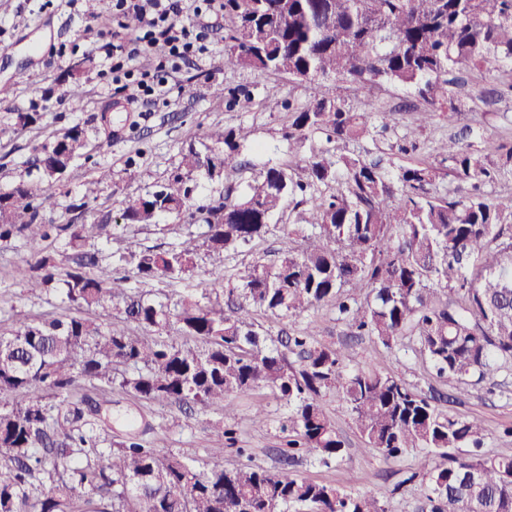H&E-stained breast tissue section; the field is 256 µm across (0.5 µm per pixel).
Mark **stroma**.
Returning <instances> with one entry per match:
<instances>
[{
    "mask_svg": "<svg viewBox=\"0 0 512 512\" xmlns=\"http://www.w3.org/2000/svg\"><path fill=\"white\" fill-rule=\"evenodd\" d=\"M98 11L88 14L85 0H0V87L9 86L7 98H0V187L9 186L25 175L26 161L38 137L50 134L66 123H91L94 115L108 103H124V93L111 83L101 80L99 73L106 61L93 46L111 40L112 0H97ZM208 48L203 55L182 63L174 77L170 92L164 99L144 100L127 104L134 128L120 129L112 140L95 152L92 162L77 163L56 186V206L49 218L66 222L76 219L71 211L73 202H87L88 216L103 214L119 217L126 196L144 193L154 182L176 166L179 152L192 143H200L205 131L214 125L235 127L244 125L252 130L241 152L242 160L253 169L268 163L286 164L295 174H302V156L290 150L283 137L288 122L284 110L264 107V98L273 96L292 101L303 107L313 94L307 83L286 74H271L244 70L224 63V34L229 25L224 13L206 17ZM198 85L195 98L181 96L180 87L186 80ZM249 93L252 105L246 108L228 106L225 100L213 96L211 84ZM324 95L347 98L357 112H373L394 108L391 129L356 144V151H367L382 157L389 170L409 164L407 156L394 149L397 136L403 135L413 120L407 108L416 104L414 91L388 83L367 84L355 92L345 83L324 82ZM36 112L40 115L36 129L25 133H10L12 113ZM112 172L111 186L96 182L99 168ZM297 213L292 203L270 220L264 236L249 245L225 251L222 260L201 254L193 276L144 283L143 291L155 297H179L195 294L201 279L215 265H223V280L214 282L216 290H224L242 264L259 260L276 262L289 243L284 227L293 223ZM184 231L173 220L160 218L158 224H137L118 227L117 233L129 237L144 247L165 248ZM304 248V240L293 243ZM32 250L23 240L0 244V330L8 329L12 311L31 315L60 314L64 307L55 293L31 294L16 273L18 266L30 260ZM264 334L280 340L292 329L315 322L316 339L320 344L336 348L344 356L363 366L392 371L423 392L446 391L445 382L425 364L416 344L405 340L403 350H389L370 337L353 335L351 329L336 318L333 307L324 306L299 317L276 318L259 316ZM107 408L112 414L144 413L153 424V439L161 441L165 450L194 460L196 466L219 462L232 468L244 460L263 467L281 466L288 436L282 426L288 410L269 390L259 389L238 398L239 418L234 424L236 434L232 445L214 438L213 424L218 416L199 409L184 412L177 406L148 405L120 390L108 395ZM324 407L346 443L342 460L322 463L309 457L300 461L297 469L302 476L336 485L352 494H371L379 498L387 512H419V484L410 481L415 469L413 455L396 459L383 458L367 448L356 431L348 408L336 396H328ZM263 410V421L251 418L254 410ZM454 412L480 417L489 435L486 449L492 453H512V438L501 437L504 426L512 425V400H506L491 389L490 383L470 386ZM247 456H240V449Z\"/></svg>",
    "mask_w": 512,
    "mask_h": 512,
    "instance_id": "obj_1",
    "label": "stroma"
}]
</instances>
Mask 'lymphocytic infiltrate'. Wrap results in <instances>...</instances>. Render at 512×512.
<instances>
[{
	"instance_id": "1",
	"label": "lymphocytic infiltrate",
	"mask_w": 512,
	"mask_h": 512,
	"mask_svg": "<svg viewBox=\"0 0 512 512\" xmlns=\"http://www.w3.org/2000/svg\"><path fill=\"white\" fill-rule=\"evenodd\" d=\"M221 8V0H112L113 17L135 14L142 21L140 30L126 41L98 47L112 61L113 82L119 83L133 102L144 96H164L175 71L174 59L206 50L201 17ZM144 53L153 54L156 65L140 72L132 63Z\"/></svg>"
}]
</instances>
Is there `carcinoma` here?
I'll return each instance as SVG.
<instances>
[{
    "instance_id": "cac0c4a2",
    "label": "carcinoma",
    "mask_w": 512,
    "mask_h": 512,
    "mask_svg": "<svg viewBox=\"0 0 512 512\" xmlns=\"http://www.w3.org/2000/svg\"><path fill=\"white\" fill-rule=\"evenodd\" d=\"M232 22L224 64L288 74L318 86L334 78L360 89L384 81L412 88L426 103L414 130L396 143L421 150L414 131L438 112H458L452 86L464 69L512 92V0H224ZM502 92L480 88L469 107L473 125L439 142L448 163L447 193H432L437 168L427 158L397 172L365 153L310 144L312 135L346 144L391 127L393 112H353L334 96L290 110L288 144L308 149L304 176L266 165L233 199L199 192L200 180L240 174V149L251 131L214 126L191 145L165 179L123 202L122 224L169 216L199 226L168 248L128 242L104 262L96 244L115 239L104 215L56 224L54 183L78 160L112 140L125 119L105 107L93 144L78 123L33 147L32 179L0 189V242L23 239L34 259L18 268L31 293L61 291L70 312L12 315L0 332V512H386L380 500L302 477L286 467L214 463L199 469L182 455L150 445L143 433L115 431L101 418L103 393L116 386L148 403L199 405L224 419L238 396L268 389L288 407V462L313 454L343 459L345 442L322 407L334 393L348 405L366 447L386 459L417 453L421 512H512V454L464 455L483 447L482 419L458 415L392 373L351 368L335 348L317 343L312 325L288 337L291 361L267 343L255 315L300 316L322 306L387 349L412 336L439 377L465 390L512 371V195L493 191L512 180V143L467 142L482 126L483 106ZM36 112L16 113L18 133L36 128ZM305 205L286 231L288 251L259 261L228 285V300L151 298L117 287V274L140 282L180 279L197 267L201 248L220 255L268 231L285 198ZM317 243L298 252L293 239ZM65 240L68 267L42 248ZM115 311L117 323L90 316ZM82 379L86 387L76 388ZM21 395L23 399L13 400Z\"/></svg>"
}]
</instances>
